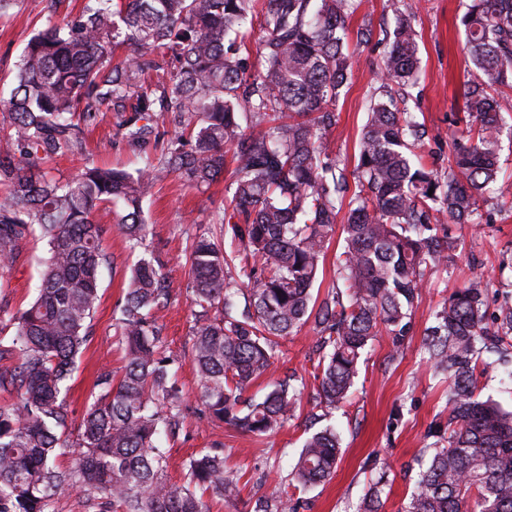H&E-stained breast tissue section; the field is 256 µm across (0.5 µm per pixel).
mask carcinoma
Returning <instances> with one entry per match:
<instances>
[{
    "instance_id": "obj_1",
    "label": "carcinoma",
    "mask_w": 512,
    "mask_h": 512,
    "mask_svg": "<svg viewBox=\"0 0 512 512\" xmlns=\"http://www.w3.org/2000/svg\"><path fill=\"white\" fill-rule=\"evenodd\" d=\"M48 19L16 64L0 98L10 147L0 151V270L16 262L35 229L49 256L35 300L10 317L0 340V512H53L55 499L105 498L113 512H210L205 496L235 500L239 478L224 458L201 454L181 485L166 477L162 439L180 430L186 405L164 348L162 313L171 297L164 264L145 244L144 205L172 174L208 186L232 164L229 205L211 223L231 236L227 253L202 234L188 271L194 307L190 359L200 413L262 438L296 412L336 409L353 392L368 341L391 336L398 352L427 272H448L458 241L447 224H474L497 181L503 118L493 90L512 89V0H470L461 22L473 76L464 82L465 124L444 172L420 152L427 131L404 107L419 56L415 5L395 6L393 39L370 95L357 161L348 170L326 153L336 126L338 89L350 72L345 23L356 0H85L58 17L65 0H45ZM265 30L263 68L249 62L246 34ZM131 53L113 62L114 51ZM176 64L166 68L161 59ZM141 153L134 173L86 161L70 178L42 165L83 153L84 130L100 112ZM174 123L166 140L165 119ZM113 216L136 256L117 304L116 334L125 365L101 372L99 393L84 406L76 439L67 382L99 306V274L112 262L101 239V210ZM334 286L313 296L338 220ZM487 284L479 276L449 293L423 348L448 376V446L443 426L420 468L403 512H512V411L476 396L479 355L512 342V304L487 320ZM313 323L322 356L316 393L287 378L261 397L246 389L269 373L281 341ZM340 450L336 427L307 437L272 499L254 512H299L288 488L329 480ZM383 480L355 512H378Z\"/></svg>"
}]
</instances>
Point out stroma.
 Wrapping results in <instances>:
<instances>
[{
    "label": "stroma",
    "instance_id": "obj_1",
    "mask_svg": "<svg viewBox=\"0 0 512 512\" xmlns=\"http://www.w3.org/2000/svg\"><path fill=\"white\" fill-rule=\"evenodd\" d=\"M348 23L346 49L354 65L336 102L337 124L326 133L327 152L355 164L358 141L365 121L369 96L377 84L378 72L387 49L386 30L392 29L394 15L389 0H358ZM415 20L421 58L419 79L412 90L409 108L429 130L423 152L428 163L441 165L448 158L453 132L448 115L461 111L464 73L468 63L463 45L465 31L461 18L466 0H418ZM45 23L42 0H17L9 15L0 20V96L13 87L14 65L28 40ZM368 27V43L357 41L358 28ZM118 118L108 112L86 135L83 156L58 158L50 173L58 178L73 175L83 158L135 171L140 165L138 151L128 146L118 131ZM233 190L224 180L210 188L196 189L177 177H167L147 203V243L165 263L172 283L170 304L163 313L166 346L180 360L174 369L191 412L178 438L168 441L167 476L182 483L186 462L208 451L224 455V469L240 475L245 488L239 499L214 502L210 512H253L256 499L274 492L275 475H288L295 464L310 427L303 414H296L274 435L255 438L214 422L197 412L198 379L184 354L190 347L193 325L188 281L186 247L195 234L207 228L214 211L227 205ZM491 223L452 224L448 230L460 246L448 264V271L425 283L422 296L411 316L410 329L400 353H393L390 336L380 335L368 344L360 360V372L349 401L333 411L328 423L342 432L341 454L336 473L324 485L303 492L302 512H354L364 493L379 476L387 485L381 495L380 512H400L413 490L419 461L431 444V425L448 420V383L437 375L422 347V339L433 314L446 292L462 286L472 274L489 281L488 308L512 303V198L492 207ZM103 245L114 259L100 276L101 301L91 322L92 333L70 381L69 403L82 413L95 395L99 370L119 371L123 366L113 328L114 309L131 262L123 235L111 221L103 223ZM47 256L45 239L32 237L21 256L0 278V333L11 336L8 322L21 305L33 301L40 286L39 272ZM316 332L306 325L288 337L281 349L275 375L293 373L302 377L306 393H315L313 376L317 361ZM476 394L512 409V349L504 354L488 353Z\"/></svg>",
    "mask_w": 512,
    "mask_h": 512
}]
</instances>
